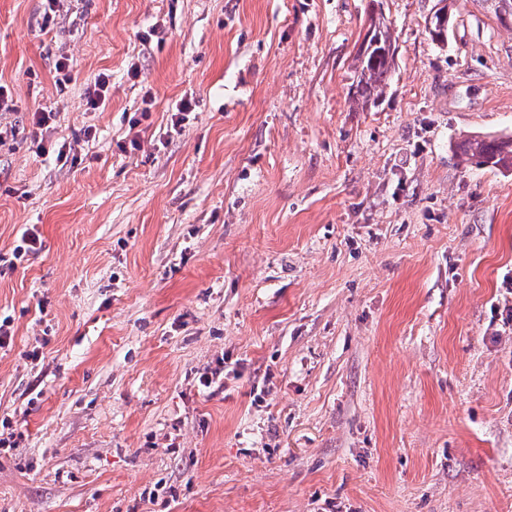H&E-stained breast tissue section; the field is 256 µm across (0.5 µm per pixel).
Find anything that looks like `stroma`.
I'll return each instance as SVG.
<instances>
[{
  "label": "stroma",
  "mask_w": 512,
  "mask_h": 512,
  "mask_svg": "<svg viewBox=\"0 0 512 512\" xmlns=\"http://www.w3.org/2000/svg\"><path fill=\"white\" fill-rule=\"evenodd\" d=\"M437 3L355 112L367 0H0V512H512V29ZM456 155L465 164L511 169L512 136H468L458 145Z\"/></svg>",
  "instance_id": "obj_1"
}]
</instances>
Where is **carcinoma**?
<instances>
[{
    "label": "carcinoma",
    "instance_id": "obj_1",
    "mask_svg": "<svg viewBox=\"0 0 512 512\" xmlns=\"http://www.w3.org/2000/svg\"><path fill=\"white\" fill-rule=\"evenodd\" d=\"M495 19L503 12L512 13V0H478ZM374 33L366 53L351 59V109L368 112L377 107L390 88L395 58L388 49L395 45L392 24L384 15L373 20ZM457 157L465 164L508 170L512 168V136H468L458 145Z\"/></svg>",
    "mask_w": 512,
    "mask_h": 512
}]
</instances>
